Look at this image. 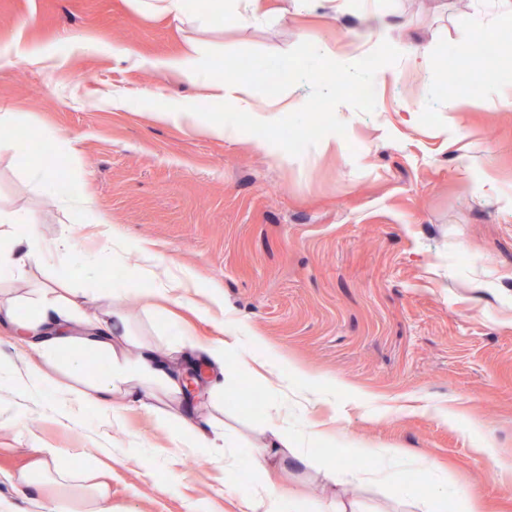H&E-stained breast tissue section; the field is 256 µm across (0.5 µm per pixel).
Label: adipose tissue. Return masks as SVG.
<instances>
[{"mask_svg":"<svg viewBox=\"0 0 512 512\" xmlns=\"http://www.w3.org/2000/svg\"><path fill=\"white\" fill-rule=\"evenodd\" d=\"M194 49L156 60V68L167 72L185 74L188 78L207 86L212 97L233 102L240 109L254 113L257 121L274 120L278 113L295 109L296 101L284 102L256 100L250 82L228 74L215 76L208 69L198 67ZM26 168L30 184L44 190L57 206L71 212L79 223L100 224L103 216L91 201L74 189L62 186L54 172L32 155L20 157ZM33 213L21 210L0 209V258L19 254L21 263L45 265L51 256H70L74 245L62 237L52 245H45L35 230ZM134 274L125 283L128 292H140L145 301L165 297L175 288H188L193 284L191 274L184 269L165 264L149 247L137 250ZM87 296L76 289L59 294L55 284L27 291L24 298L11 297L0 300V320L8 321L15 336L20 340L35 341L38 345L39 366L27 373L26 387L29 392L39 393L53 383L49 366L58 361L67 362L70 368H78L86 354L103 355L109 365V375L95 382L91 390L69 388L60 390L58 396L72 408L94 404L106 420H117L121 411L130 404L139 405L151 415L158 426L175 427L177 443L182 450L195 451L212 448L216 443L225 447H237L238 441L231 433H218L212 419L201 417L189 420L179 414L158 408L153 399L156 389H164L174 401L180 400L184 388L180 378L170 376L164 369L163 354L155 348H145L135 361L126 358V346L130 342L129 331L121 329L120 311H111L109 318L87 316ZM246 349L259 370L254 379L268 392L271 416L268 418L269 435L251 450L252 464L260 479L242 482L232 478V466H225L230 474L229 485L240 497L246 512H299V504L286 489L271 480L270 473L276 460L285 456H305L308 446L327 442L330 436L315 428L293 429L289 423L298 412L330 403L338 384L336 381L304 370L287 360L269 346L265 340L248 330L237 331L235 336L205 346L206 362L211 373L225 374L228 363L234 362L238 349ZM35 471H23L9 476L8 484L23 490L42 481L54 485L56 491L47 500L46 512H75L72 499L65 489L76 479L75 471L58 466L55 452L50 448L38 451ZM377 464L373 469L348 473L324 465L319 473L325 484L363 489L369 486L396 488L403 474L412 468L435 471V463L402 448H378L374 451ZM421 512H482L479 498L465 493L448 483L444 474L437 473L431 494L420 503Z\"/></svg>","mask_w":512,"mask_h":512,"instance_id":"1","label":"adipose tissue"}]
</instances>
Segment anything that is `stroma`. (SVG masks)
I'll return each mask as SVG.
<instances>
[{"label":"stroma","instance_id":"35a3bbf8","mask_svg":"<svg viewBox=\"0 0 512 512\" xmlns=\"http://www.w3.org/2000/svg\"><path fill=\"white\" fill-rule=\"evenodd\" d=\"M135 2L0 0V113L22 116L0 131V207L31 211L44 239L69 237V287L95 295L94 310L119 308L139 343L170 352L174 371L247 328L342 381L334 402L297 424L343 442L282 465L302 512L330 494L312 461L374 465L346 449L349 438L427 456L485 512H512V468L498 463L512 458V110L483 106L512 93V24L499 20L497 0H272V13L250 23L238 18L246 0H224L223 19L204 30ZM366 12L401 26L366 36ZM383 40L402 56L375 76L373 113L344 106L346 133L329 150L273 158L158 120L139 102L150 92L157 103L210 104L206 88L151 65L189 43L283 53L308 41L352 63ZM487 40L497 59L475 54ZM41 127L68 148L37 140ZM20 146L56 163L57 179L76 184L105 223H76L47 203ZM116 234L189 268L194 287L147 313L119 290L131 265L112 249ZM174 318L183 338L170 334ZM34 358L1 323L0 474L30 465L42 446L60 466L110 470L112 512H242L223 457L181 453L173 430L144 411L110 424L88 405L65 422L52 392L24 395L18 380ZM218 394L212 413L241 443L231 460L251 472L268 395L245 368ZM483 440L495 455L478 453Z\"/></svg>","mask_w":512,"mask_h":512}]
</instances>
